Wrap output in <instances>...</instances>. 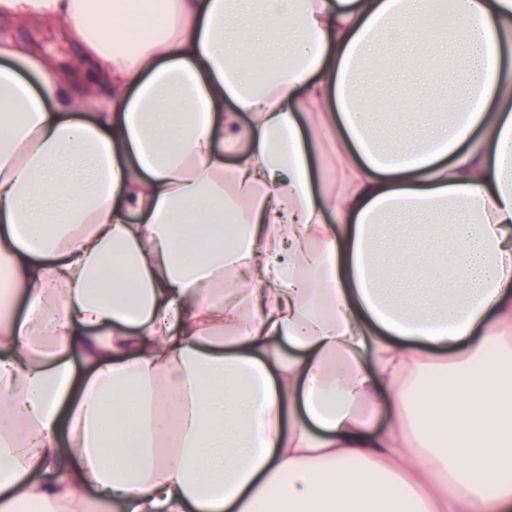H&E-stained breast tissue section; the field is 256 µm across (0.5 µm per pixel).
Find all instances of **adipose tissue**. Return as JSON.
I'll list each match as a JSON object with an SVG mask.
<instances>
[{"label":"adipose tissue","instance_id":"ef3b65f1","mask_svg":"<svg viewBox=\"0 0 512 512\" xmlns=\"http://www.w3.org/2000/svg\"><path fill=\"white\" fill-rule=\"evenodd\" d=\"M21 25L81 48L0 38V512H512V0H0ZM386 44L449 104L395 144ZM9 34L14 38L32 43L44 54L53 56L62 62L79 51L76 37L63 36L54 29L18 26L12 27Z\"/></svg>","mask_w":512,"mask_h":512}]
</instances>
